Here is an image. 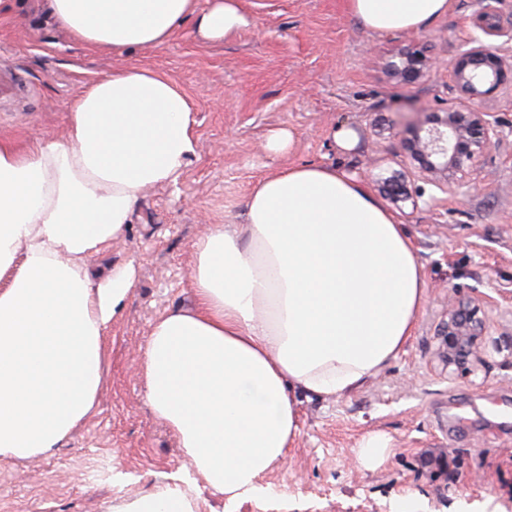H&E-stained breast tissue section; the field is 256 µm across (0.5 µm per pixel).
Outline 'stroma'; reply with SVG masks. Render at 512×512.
Instances as JSON below:
<instances>
[{
    "label": "stroma",
    "mask_w": 512,
    "mask_h": 512,
    "mask_svg": "<svg viewBox=\"0 0 512 512\" xmlns=\"http://www.w3.org/2000/svg\"><path fill=\"white\" fill-rule=\"evenodd\" d=\"M249 27L206 42L187 20L162 46L120 54L75 42L42 0L0 8V73L19 90L0 97V140L25 147L61 136L71 102L116 69L169 75L194 104L196 153L176 181L147 190L125 234L99 266L136 263L132 296L112 321L108 365L93 415L52 455L0 461V512H132L162 488L190 512H512V83L474 101L503 136L469 174L476 189H450L434 206L389 203L416 249L427 296L403 352L355 392L303 401L300 433L260 479V493H213L155 417L139 374L141 348L168 308L192 301L193 245L209 224H239L261 175L305 162L339 167L376 198L397 174L409 188L436 187L412 174L404 140L431 112L461 104L447 66L482 38L483 0H449L425 30H364L348 0H239ZM423 50L432 67L416 82L395 73L399 51ZM355 131L346 151L334 128ZM294 134L289 154L266 149L273 131ZM486 320L478 361L447 366L440 329L450 302ZM389 441L363 467L359 443Z\"/></svg>",
    "instance_id": "1"
}]
</instances>
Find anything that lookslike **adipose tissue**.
Here are the masks:
<instances>
[{
    "mask_svg": "<svg viewBox=\"0 0 512 512\" xmlns=\"http://www.w3.org/2000/svg\"><path fill=\"white\" fill-rule=\"evenodd\" d=\"M376 34L421 30L448 0H349ZM75 40L153 49L192 19L220 40L247 26L237 0H48ZM193 105L165 73L125 68L71 104L63 136L0 141V460L51 454L92 413L104 340L135 286L126 263L90 266L144 189L196 152ZM193 301L151 327L145 400L215 493H257L299 434L301 399L351 394L407 344L426 301L415 250L358 178L304 163L260 177L240 224L194 245Z\"/></svg>",
    "mask_w": 512,
    "mask_h": 512,
    "instance_id": "1",
    "label": "adipose tissue"
}]
</instances>
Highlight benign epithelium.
Here are the masks:
<instances>
[{"label":"benign epithelium","instance_id":"1","mask_svg":"<svg viewBox=\"0 0 512 512\" xmlns=\"http://www.w3.org/2000/svg\"><path fill=\"white\" fill-rule=\"evenodd\" d=\"M476 21L485 34L512 40V31L500 27L492 7L480 12ZM400 60L394 70L407 83L416 81L428 65L419 51L403 53ZM511 71L512 64H506L495 47L476 42L452 62L453 80L467 104L432 113L426 135L417 132L404 142L414 168L441 192H448L452 184L463 186L466 171L499 140L498 125L488 119V113L469 106L468 102L493 93L507 81ZM384 193L396 202L408 198L406 186L397 176L387 181ZM483 328L484 322L476 319L474 312L461 305L451 306L444 329L448 340L445 362L458 365L477 355L475 344Z\"/></svg>","mask_w":512,"mask_h":512}]
</instances>
